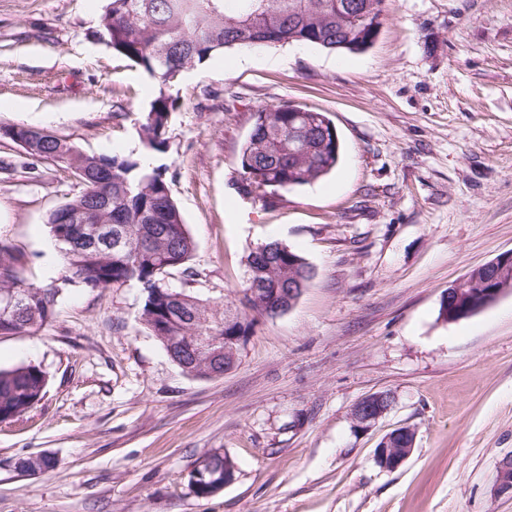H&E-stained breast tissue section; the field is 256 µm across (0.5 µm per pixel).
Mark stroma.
Segmentation results:
<instances>
[{
    "label": "stroma",
    "instance_id": "obj_1",
    "mask_svg": "<svg viewBox=\"0 0 512 512\" xmlns=\"http://www.w3.org/2000/svg\"><path fill=\"white\" fill-rule=\"evenodd\" d=\"M106 0H0V126L44 129L90 154L128 155L156 82L93 35ZM168 128L171 194L196 242L169 287L239 306L251 252L278 241L312 278L259 319L232 369L186 375L139 319L137 285H62L45 223L80 183L0 137V238L37 287L61 285L36 336H0V369L32 364L43 399L0 423V512H512L493 492L512 456V291L447 321L441 302L512 251V0H385L357 53L291 43L231 48L185 72ZM325 113L334 171L272 197L241 187L261 107ZM390 393L372 427L361 399ZM415 432L378 467L383 436ZM212 453L236 479L201 498ZM49 472L22 468L35 455ZM414 444L415 432L412 429H395L378 443L374 454L375 463L384 470H396L410 457Z\"/></svg>",
    "mask_w": 512,
    "mask_h": 512
}]
</instances>
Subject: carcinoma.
<instances>
[{"label": "carcinoma", "instance_id": "1", "mask_svg": "<svg viewBox=\"0 0 512 512\" xmlns=\"http://www.w3.org/2000/svg\"><path fill=\"white\" fill-rule=\"evenodd\" d=\"M356 4L381 24L385 0H108L94 36L113 52L140 66L158 82V94L143 113L137 135L140 157L90 155L74 144L27 125L0 128V136L35 160L49 159L70 170L83 186L52 211L47 225L60 246L64 281L88 288H120L136 283L144 300L140 321L165 348L171 360L195 378L224 374V335H248L257 318L276 315L281 297L262 295L261 304L244 297L247 314L224 329V312L199 297L167 287L173 270L193 274L196 243L174 203L166 173L147 158L166 152L167 130L177 99L169 90L184 71L229 48L303 43L338 50L364 29L340 22L337 5ZM341 156L335 125L322 112L282 104L259 108L241 149L242 189L275 195L310 184L335 169ZM88 213L98 224L123 236L120 247L105 240L86 241L64 217ZM26 259L0 239V301L15 295L24 304L12 315L0 314V335H38L53 318L60 289L39 288L23 277ZM264 271L265 287L305 288L311 270L288 246L268 242L248 259ZM47 379L35 365L0 369V422L34 407L44 396ZM21 466L45 472L54 467L47 455L25 459Z\"/></svg>", "mask_w": 512, "mask_h": 512}]
</instances>
